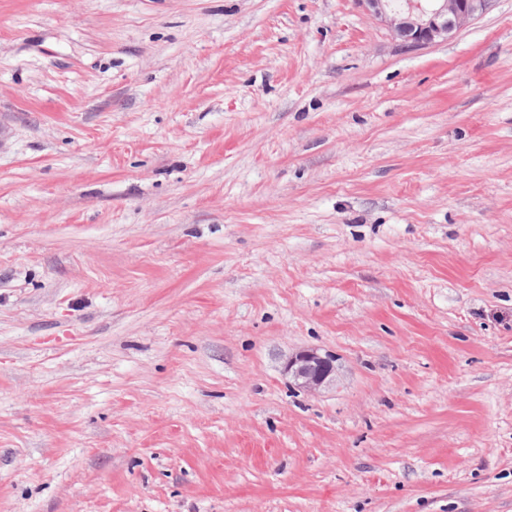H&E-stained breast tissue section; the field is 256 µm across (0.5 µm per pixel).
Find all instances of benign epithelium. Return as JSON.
Here are the masks:
<instances>
[{
	"label": "benign epithelium",
	"mask_w": 512,
	"mask_h": 512,
	"mask_svg": "<svg viewBox=\"0 0 512 512\" xmlns=\"http://www.w3.org/2000/svg\"><path fill=\"white\" fill-rule=\"evenodd\" d=\"M367 14L386 25L403 48L415 50L446 40L483 15L494 0H356ZM284 372L299 388L316 392L333 384V358L316 349L288 358Z\"/></svg>",
	"instance_id": "benign-epithelium-1"
}]
</instances>
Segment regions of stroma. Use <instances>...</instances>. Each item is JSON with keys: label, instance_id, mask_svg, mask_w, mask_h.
<instances>
[{"label": "stroma", "instance_id": "stroma-1", "mask_svg": "<svg viewBox=\"0 0 512 512\" xmlns=\"http://www.w3.org/2000/svg\"><path fill=\"white\" fill-rule=\"evenodd\" d=\"M0 512H512V0H0ZM386 25L403 48L415 50L448 40L456 30L483 15L494 0H356ZM284 372L299 388L316 392L333 384L336 367L333 358L317 349L302 350L288 358Z\"/></svg>", "mask_w": 512, "mask_h": 512}]
</instances>
